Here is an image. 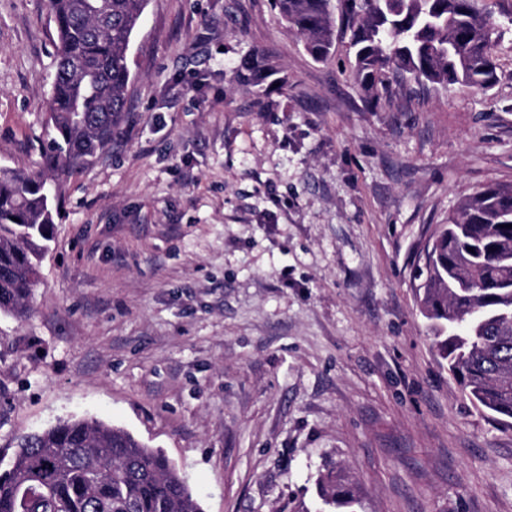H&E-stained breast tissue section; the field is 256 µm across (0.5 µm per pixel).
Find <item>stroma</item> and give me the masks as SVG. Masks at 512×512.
I'll use <instances>...</instances> for the list:
<instances>
[{"instance_id":"1","label":"stroma","mask_w":512,"mask_h":512,"mask_svg":"<svg viewBox=\"0 0 512 512\" xmlns=\"http://www.w3.org/2000/svg\"><path fill=\"white\" fill-rule=\"evenodd\" d=\"M56 32L0 0V165L36 168ZM263 51L287 85L244 74ZM489 90L361 94L272 0H149L128 120L63 182L34 311L0 315V455L67 417L160 449L205 512H512V430L440 365L415 269L456 202L512 182V28ZM317 496L320 500L319 508H330L333 510L322 512H355L352 509L357 505L358 498L353 481L342 469L336 466L328 467L318 479Z\"/></svg>"}]
</instances>
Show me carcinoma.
<instances>
[{"instance_id": "carcinoma-1", "label": "carcinoma", "mask_w": 512, "mask_h": 512, "mask_svg": "<svg viewBox=\"0 0 512 512\" xmlns=\"http://www.w3.org/2000/svg\"><path fill=\"white\" fill-rule=\"evenodd\" d=\"M57 34L39 170L0 166V314L32 313L54 239L63 179L106 150L132 74L131 39L149 0H44ZM316 61L336 42L331 0H274ZM354 76L377 103L392 82L489 90L504 31L481 0H339ZM422 313L448 375L479 410L512 430V185L461 200L426 249ZM0 512H203L159 449L94 418L69 417L18 436L0 458ZM319 508L358 504L341 469L318 479Z\"/></svg>"}]
</instances>
